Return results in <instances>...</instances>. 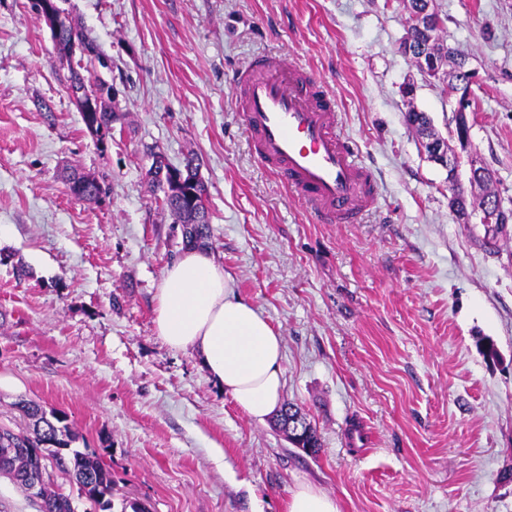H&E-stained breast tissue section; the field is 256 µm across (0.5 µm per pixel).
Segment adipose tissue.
Instances as JSON below:
<instances>
[{"label": "adipose tissue", "instance_id": "adipose-tissue-1", "mask_svg": "<svg viewBox=\"0 0 512 512\" xmlns=\"http://www.w3.org/2000/svg\"><path fill=\"white\" fill-rule=\"evenodd\" d=\"M154 322L171 349L197 351L209 375L250 418L263 421L280 406L282 338L235 294L207 250H187L166 267Z\"/></svg>", "mask_w": 512, "mask_h": 512}]
</instances>
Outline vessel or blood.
Wrapping results in <instances>:
<instances>
[{
	"mask_svg": "<svg viewBox=\"0 0 512 512\" xmlns=\"http://www.w3.org/2000/svg\"><path fill=\"white\" fill-rule=\"evenodd\" d=\"M234 87L257 161L297 191L317 222L357 223L376 200L375 177L338 133L334 101L312 73L260 55Z\"/></svg>",
	"mask_w": 512,
	"mask_h": 512,
	"instance_id": "b4317fda",
	"label": "vessel or blood"
}]
</instances>
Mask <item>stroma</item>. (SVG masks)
I'll return each instance as SVG.
<instances>
[{
  "label": "stroma",
  "instance_id": "1",
  "mask_svg": "<svg viewBox=\"0 0 512 512\" xmlns=\"http://www.w3.org/2000/svg\"><path fill=\"white\" fill-rule=\"evenodd\" d=\"M436 4L444 41L483 81L472 142L512 200V0ZM65 7L101 47L93 76L121 119L98 147L49 28L28 0H0V426L27 428L23 399L64 412L76 448L112 472L111 512H285L302 481L341 512H512V235L491 245L456 222L447 170L405 123L412 105L447 136L453 92L400 53L403 0ZM272 53L315 71L374 169L362 223H316L253 157L233 81ZM157 151L174 165L197 154L209 248L282 337V400L315 427L318 454L158 336L155 296L185 236L146 180ZM69 166L107 194L75 198Z\"/></svg>",
  "mask_w": 512,
  "mask_h": 512
}]
</instances>
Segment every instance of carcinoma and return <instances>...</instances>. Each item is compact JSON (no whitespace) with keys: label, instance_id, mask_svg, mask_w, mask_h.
Wrapping results in <instances>:
<instances>
[{"label":"carcinoma","instance_id":"carcinoma-1","mask_svg":"<svg viewBox=\"0 0 512 512\" xmlns=\"http://www.w3.org/2000/svg\"><path fill=\"white\" fill-rule=\"evenodd\" d=\"M62 12L66 23L62 24L53 38L57 53L62 57L80 54L78 69H70L66 79L68 94L86 130L103 147L108 138L112 137V124L119 120L111 88L105 87L103 81L97 84V87L105 91L99 112L84 111L82 95L79 94V91L92 87V78L83 75L80 70L88 72L95 64H104L103 53L100 46L84 34L78 20L67 9H62ZM412 44L431 54L440 53L443 47L440 32L434 28L414 32ZM198 168L197 156L188 154L184 159L183 171L186 180L190 181L188 190L196 203H190L184 194L164 195L159 201L162 209L173 217L174 223L183 225L186 243L195 242L205 246L210 237L207 187L198 177ZM66 182L70 193L79 200H97L104 193L103 184L96 176L88 173L74 170L67 175ZM485 204V198H471L461 188L450 200L451 208L460 214L480 209ZM16 406L28 420L30 431L17 434L9 428L0 427V477L9 479L18 487L37 505L39 512H73L70 499L52 490L46 473L42 476L39 495L35 497L30 493L32 478L38 471V460L47 457L52 459L55 468L72 478L81 494L99 512H109L112 509V474L96 455L71 447L76 435L66 415L56 411L48 414L40 405L23 400L16 403ZM284 407L308 425L310 434L302 447L309 449L311 454L318 453L319 439L306 415L293 404L286 403Z\"/></svg>","mask_w":512,"mask_h":512}]
</instances>
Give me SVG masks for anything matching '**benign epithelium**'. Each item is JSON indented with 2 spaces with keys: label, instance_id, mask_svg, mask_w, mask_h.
<instances>
[{
  "label": "benign epithelium",
  "instance_id": "1",
  "mask_svg": "<svg viewBox=\"0 0 512 512\" xmlns=\"http://www.w3.org/2000/svg\"><path fill=\"white\" fill-rule=\"evenodd\" d=\"M409 14L408 30L420 27L425 23L435 20L436 12L433 0H426L425 7L419 11L407 6ZM405 55L409 57L418 70L425 76L432 78L442 77L437 59L432 55L418 53L411 48H406ZM466 80L455 91V104L453 107L454 128L451 129V139L455 141L453 152H448V140L444 138H427L422 143V149L429 161L434 162L448 170V190L453 192L461 183L460 162H466L468 168L467 178L474 187L484 186V165L478 159L472 147L471 124L468 114L474 97L473 86L479 83L476 69L464 64ZM461 224H481L485 227L486 236L498 238L509 232L512 225V205L507 206L501 197L497 196L484 206L483 209L467 213L458 217Z\"/></svg>",
  "mask_w": 512,
  "mask_h": 512
}]
</instances>
